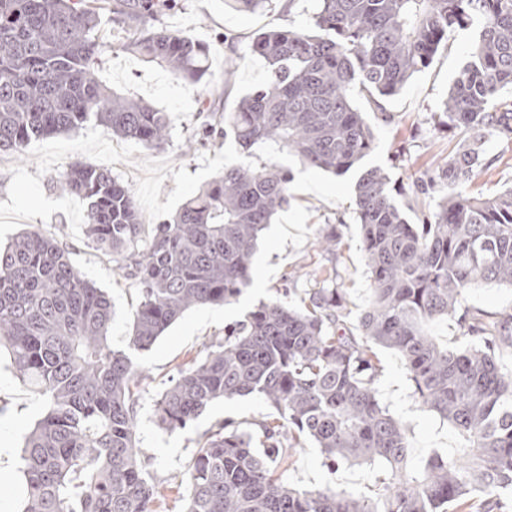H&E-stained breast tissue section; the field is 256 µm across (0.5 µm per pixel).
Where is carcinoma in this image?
I'll use <instances>...</instances> for the list:
<instances>
[{
	"mask_svg": "<svg viewBox=\"0 0 512 512\" xmlns=\"http://www.w3.org/2000/svg\"><path fill=\"white\" fill-rule=\"evenodd\" d=\"M174 0H0V153L78 131L95 120L122 139L164 147L172 118L112 92L98 75L106 42L99 14L127 32L119 48L201 81L208 47L160 23ZM273 0H231L238 11ZM479 37L455 77L436 127L457 139L420 180L435 207L410 218L391 178L364 170L354 220L370 297L350 328L344 289L332 266L300 303L259 305L225 331L156 400L158 424L186 428L212 402L259 394L273 408L254 434L221 423L204 434L184 472L183 512H512V313L467 304L481 284L512 287V185L490 197L462 187L497 158L488 138L512 144V0H317L306 30L257 31L249 50L267 78L224 113V137L250 151L274 145L309 168L346 174L374 149L353 96L374 111L428 67L448 30L473 21ZM66 189L87 203L86 235L138 286L129 348L149 349L188 309L234 302L250 284L258 240L290 202L291 172L274 161L224 173L157 224L139 249L144 224L128 190L108 168L75 164ZM336 251L328 224L317 238ZM456 322L463 345L431 334ZM111 303L56 239L26 231L0 248V348L48 411L25 439L23 512H166L138 447L142 370L107 343ZM387 348L404 360L413 394L447 421L459 448L413 462L406 425L377 397ZM313 441L334 470L340 463L383 466L370 496L332 486L299 490L278 468Z\"/></svg>",
	"mask_w": 512,
	"mask_h": 512,
	"instance_id": "1",
	"label": "carcinoma"
}]
</instances>
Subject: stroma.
I'll return each instance as SVG.
<instances>
[{"mask_svg": "<svg viewBox=\"0 0 512 512\" xmlns=\"http://www.w3.org/2000/svg\"><path fill=\"white\" fill-rule=\"evenodd\" d=\"M274 3V10L269 12H242L232 9L228 0H177L176 9L164 15L162 23L208 45L209 75L198 84L176 79L157 65L114 47L103 54L99 75L112 89L173 115L174 126L165 148L150 149L134 140L115 138L111 131L91 121L78 133L31 142L23 155L0 153V244L36 226L56 236L73 265L108 294L113 306L108 343L112 349L123 351L128 348L138 291L132 280L114 270L109 257L93 248L84 231L89 221L86 204L61 187L59 175L74 163L111 169L129 189L149 227L170 221L182 202L218 177L225 165L246 161L257 167L273 160L293 175L290 203L275 224L263 231L253 258L251 282L238 301L187 310L150 350L136 356L144 370L136 437L152 480L167 497L168 512L183 508L178 486L203 434L225 420L247 428L271 412L263 397L252 394L214 402L185 429L166 431L156 421L154 402L177 378L179 369L200 358L206 346L222 340L225 328L244 321L259 303L283 299L289 277L297 278L299 288L314 287L315 270L327 263L326 255L315 246L325 225H336L340 234L337 268L351 312L359 313L369 298L359 226L352 217L356 171L335 176L303 167L288 153L266 149L247 155L219 132L203 131L206 117L202 102L233 109L265 80V62L248 49L253 33L272 25L304 29L317 7L316 0ZM478 32L475 23L449 30L447 42L430 66L385 100L384 114L372 112L365 97L355 98L375 138V148L364 164L386 169L402 189L403 203L413 202L417 179L433 170L452 145L451 133L434 129L428 117L468 61ZM228 68L234 71L229 82L224 79ZM484 148L497 156L498 162L478 172L465 186L470 196H487L512 185V147L491 138ZM379 357V398L409 428L413 457H422L433 448L444 452L457 448V438L448 424L416 402L399 354L383 349ZM45 411L44 399L24 386L8 354L1 353L0 446L7 448L8 455L0 457V512H22L20 455L26 435ZM379 471L376 465L346 463L329 471L319 448L307 441L292 464L279 469L278 474L299 488L329 484L367 495Z\"/></svg>", "mask_w": 512, "mask_h": 512, "instance_id": "stroma-1", "label": "stroma"}]
</instances>
